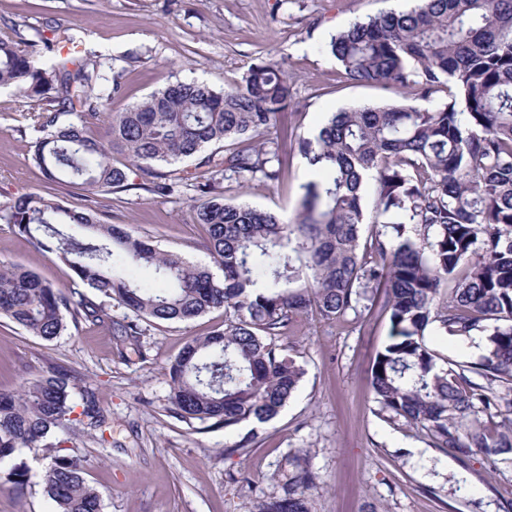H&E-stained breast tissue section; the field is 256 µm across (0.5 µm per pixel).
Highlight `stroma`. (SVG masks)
<instances>
[{"label": "stroma", "instance_id": "35a3bbf8", "mask_svg": "<svg viewBox=\"0 0 512 512\" xmlns=\"http://www.w3.org/2000/svg\"><path fill=\"white\" fill-rule=\"evenodd\" d=\"M411 6V0H0V22L13 25L23 48L68 28L89 50L113 59L121 74L114 112L177 81L228 90L241 85L252 64L279 63L293 82L291 107L277 125L295 133L285 145L282 177L243 187L227 181L224 199L292 222L314 177L297 138L313 137L343 108L420 102L408 90L350 80L326 43L355 21ZM33 106L15 87H0V204L36 193L85 210L92 197L82 185L48 183L32 163ZM129 180L132 189L95 197L99 220L212 265L206 229L191 210L200 193L187 186L164 196L142 190L139 173ZM1 266L31 269L59 288L73 285L71 269L55 254L3 223ZM223 326L220 309L190 322L146 321L142 356L123 358L119 337L104 326L71 327L47 342L0 318V390L17 391L23 379L56 368L72 374L73 403L83 390L95 392L111 419V438L57 432L49 441L77 449L86 479L103 494L102 512H254L280 494V466L298 451L308 453L316 475L307 491L311 512H512V456L479 453L459 462L433 447L425 431L381 411L368 370L390 326L371 298L334 322L298 318L278 339L304 370L297 392L273 420L232 432L177 418L164 376L188 341ZM243 439L244 450L225 455ZM50 461L42 450L19 454L26 493L17 496L0 480V512H50L43 483Z\"/></svg>", "mask_w": 512, "mask_h": 512}]
</instances>
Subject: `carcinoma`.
Here are the masks:
<instances>
[{
  "instance_id": "cac0c4a2",
  "label": "carcinoma",
  "mask_w": 512,
  "mask_h": 512,
  "mask_svg": "<svg viewBox=\"0 0 512 512\" xmlns=\"http://www.w3.org/2000/svg\"><path fill=\"white\" fill-rule=\"evenodd\" d=\"M48 63L0 33V86L50 107L33 114L42 133L32 160L46 179H80L93 195L128 188L172 194L186 177L160 171L197 158L208 199L193 207L222 277L85 211L42 195L0 206V221L38 248L58 254L77 278L55 288L21 267L0 268V317L51 341L67 324L106 326L140 351L141 321L185 322L224 309V329L194 338L165 368L172 411L186 422L235 429L267 422L296 391L304 370L276 344L294 318L315 310L337 320L373 288L390 333L370 369L381 409L426 431L433 445L465 463L512 452V0H420L405 13L358 21L332 35L327 52L358 82L414 88L437 107L363 106L334 112L298 147L318 178L304 185L294 223L246 204L224 202L223 182L274 181L282 171L278 115L289 106V76L275 63L248 69L242 85L217 91L177 82L109 114L106 140L89 133L119 92L112 59L75 34ZM76 114L80 123L65 124ZM230 141L222 156L210 144ZM127 164L116 167L112 154ZM374 185L366 217L364 189ZM376 227L362 239V226ZM70 224L88 235L67 234ZM152 267L159 286L131 279L125 266ZM130 311L111 315L112 301ZM484 334L477 362L440 361L425 339ZM485 384L473 381V376ZM70 375L60 370L0 392V475L19 496L24 449L53 431L102 433L108 417L91 390L71 422ZM502 416L492 421L493 414ZM281 494L257 512H310L315 482L304 457L286 460ZM51 512H102V495L77 455L57 454L43 476Z\"/></svg>"
}]
</instances>
